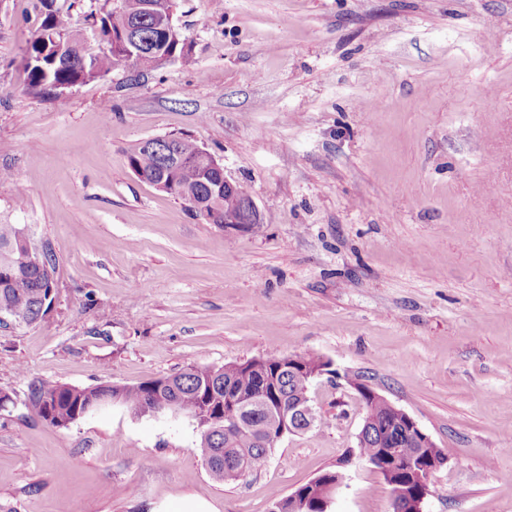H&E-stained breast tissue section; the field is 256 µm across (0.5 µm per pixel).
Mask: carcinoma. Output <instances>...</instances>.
<instances>
[{
  "mask_svg": "<svg viewBox=\"0 0 512 512\" xmlns=\"http://www.w3.org/2000/svg\"><path fill=\"white\" fill-rule=\"evenodd\" d=\"M158 4L172 12L174 0H121L120 10L101 17L91 16L93 25L107 42V51L92 56V65L85 68L83 44L70 30L67 12L50 11L26 47L21 65L26 73L29 91L41 95L58 88L72 87L80 82L106 76L121 64L125 53V35L130 28L148 41V48L136 55L133 66L139 71L156 70L166 52L176 51L184 64L193 61L186 39L169 40L168 34L155 25L147 5ZM179 164L170 167L157 151L140 141L127 152L128 164L141 180L165 184L161 192L181 201L192 200L209 217L208 223L224 221V170L201 153L198 144L188 136L176 140ZM24 224H0V314H8L29 325L43 319L50 311L53 298L59 293L55 280L57 260L51 248L43 252L42 265H32L23 244ZM329 361L309 354L271 355L264 363L252 360L222 367L189 365L182 371L153 378L133 387L99 384L75 387L60 383H34L28 401L38 415L59 428L74 423L87 409L97 407L103 397H111L138 415L152 414L174 406L178 413L194 421L199 432V451H208L207 469L219 483L231 484L243 479L242 471L261 470L274 446L270 436L279 427L293 401L309 394L313 378L310 374ZM236 399L241 427L224 433V423L208 424L201 418L203 410L216 417L223 412L224 400ZM364 413L371 414L372 423L363 432V460L376 461L390 441L396 442L404 457L426 453L403 428L400 417L381 403L363 398Z\"/></svg>",
  "mask_w": 512,
  "mask_h": 512,
  "instance_id": "cac0c4a2",
  "label": "carcinoma"
}]
</instances>
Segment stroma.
Returning <instances> with one entry per match:
<instances>
[{
	"mask_svg": "<svg viewBox=\"0 0 512 512\" xmlns=\"http://www.w3.org/2000/svg\"><path fill=\"white\" fill-rule=\"evenodd\" d=\"M192 64L123 67L64 98L20 65L48 9L0 0V224L58 262L52 313L0 328V512H269L355 447L353 381L447 461L423 512H512V0H176ZM187 135L263 221L210 224L127 151ZM329 360L321 425L218 484L185 415L101 406L58 429L37 382L133 386L187 365ZM351 466L330 512H390Z\"/></svg>",
	"mask_w": 512,
	"mask_h": 512,
	"instance_id": "stroma-1",
	"label": "stroma"
}]
</instances>
